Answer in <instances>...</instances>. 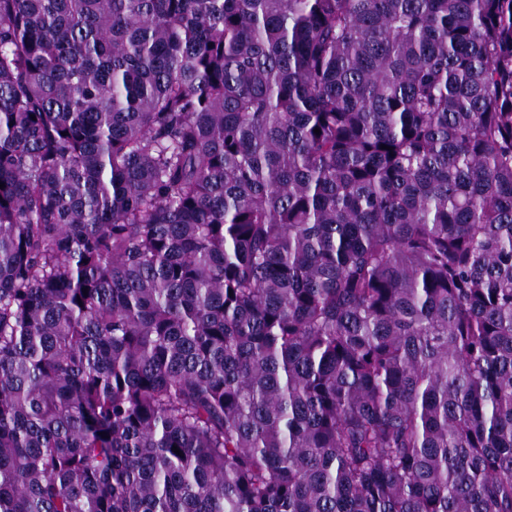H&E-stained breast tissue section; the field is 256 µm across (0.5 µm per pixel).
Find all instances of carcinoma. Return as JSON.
Returning <instances> with one entry per match:
<instances>
[{"instance_id": "cac0c4a2", "label": "carcinoma", "mask_w": 512, "mask_h": 512, "mask_svg": "<svg viewBox=\"0 0 512 512\" xmlns=\"http://www.w3.org/2000/svg\"><path fill=\"white\" fill-rule=\"evenodd\" d=\"M0 183V512H512V0H0Z\"/></svg>"}]
</instances>
